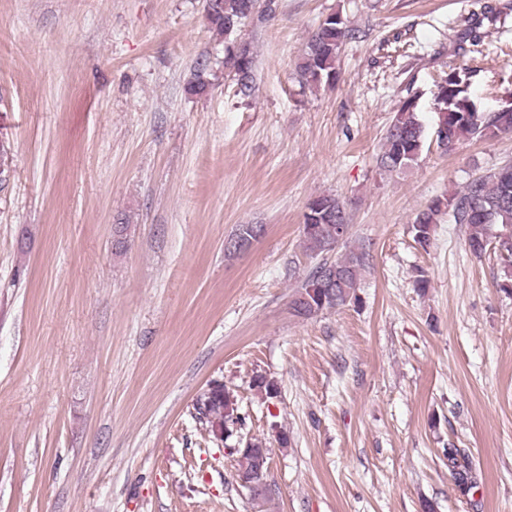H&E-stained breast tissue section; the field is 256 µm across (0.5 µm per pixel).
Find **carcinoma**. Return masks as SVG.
I'll list each match as a JSON object with an SVG mask.
<instances>
[{
  "mask_svg": "<svg viewBox=\"0 0 512 512\" xmlns=\"http://www.w3.org/2000/svg\"><path fill=\"white\" fill-rule=\"evenodd\" d=\"M277 0H208L205 17L210 28L224 42V68L233 73L236 94L248 99L252 96L255 52L250 42L238 38V31L254 18L275 16ZM356 37V30L347 25L338 14L327 16L309 39L301 62L299 77L310 88L328 85L336 78V61L343 43ZM208 61L199 63L193 79L188 83L192 94L205 92L211 85L206 77ZM466 68L448 72L435 92L439 121L435 131L437 145L448 149L464 139L491 138L512 132V105L496 111L484 112L468 96ZM426 144V133L417 114L415 98H405L386 130L377 167L388 173L405 174L417 164ZM308 206L316 209L315 230L302 229L307 251L321 257L302 283L293 290L289 302L293 316L310 320L320 314L346 306L358 300L356 294L366 269L370 266V250L364 244L349 245L337 240V230L346 226L344 204L335 196L321 194L312 198ZM448 215L453 224H464L468 233L469 252L481 257L494 248L503 257V280L500 288H512V162L469 180L461 190L444 198L433 200L418 211L410 231L420 246L429 244L434 226L442 215ZM342 251L332 256L337 247ZM253 386L272 399L279 387L266 376L254 379ZM198 414L205 422H229L227 436H232L233 425L243 424L236 400L223 385L209 389L200 398ZM270 453L267 442L254 438L237 453L238 465L248 468L253 452ZM457 483H468L469 466L457 448L446 449Z\"/></svg>",
  "mask_w": 512,
  "mask_h": 512,
  "instance_id": "obj_1",
  "label": "carcinoma"
}]
</instances>
